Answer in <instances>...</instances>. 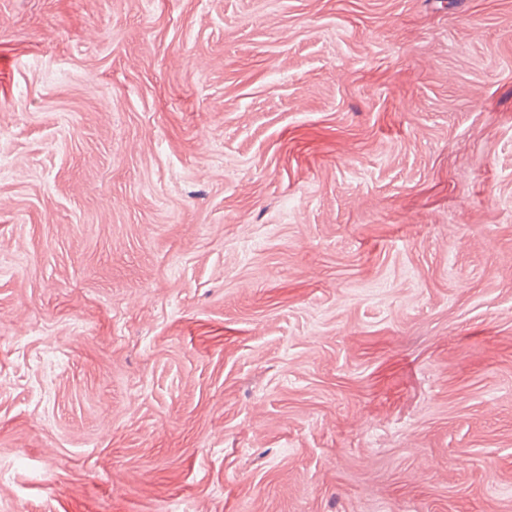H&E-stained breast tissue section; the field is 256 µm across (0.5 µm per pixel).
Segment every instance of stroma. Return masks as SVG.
Wrapping results in <instances>:
<instances>
[{"label":"stroma","mask_w":512,"mask_h":512,"mask_svg":"<svg viewBox=\"0 0 512 512\" xmlns=\"http://www.w3.org/2000/svg\"><path fill=\"white\" fill-rule=\"evenodd\" d=\"M0 512H512V0H0Z\"/></svg>","instance_id":"obj_1"}]
</instances>
